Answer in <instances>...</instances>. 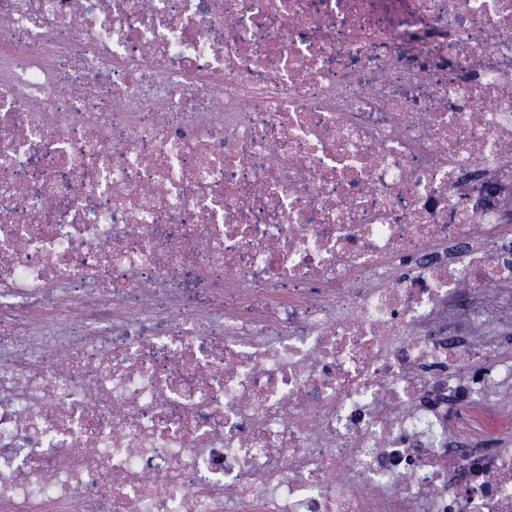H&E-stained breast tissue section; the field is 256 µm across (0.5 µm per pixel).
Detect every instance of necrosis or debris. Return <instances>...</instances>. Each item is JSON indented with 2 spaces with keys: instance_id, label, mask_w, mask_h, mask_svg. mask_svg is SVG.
<instances>
[{
  "instance_id": "obj_1",
  "label": "necrosis or debris",
  "mask_w": 512,
  "mask_h": 512,
  "mask_svg": "<svg viewBox=\"0 0 512 512\" xmlns=\"http://www.w3.org/2000/svg\"><path fill=\"white\" fill-rule=\"evenodd\" d=\"M0 512H512V0H0Z\"/></svg>"
}]
</instances>
